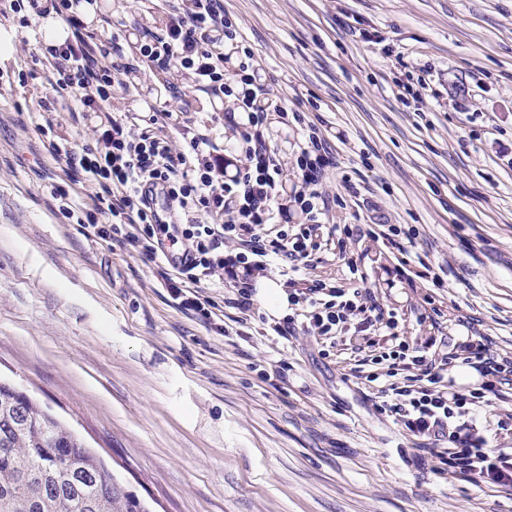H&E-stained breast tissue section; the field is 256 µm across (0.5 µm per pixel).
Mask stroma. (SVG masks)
I'll list each match as a JSON object with an SVG mask.
<instances>
[{"label":"stroma","mask_w":512,"mask_h":512,"mask_svg":"<svg viewBox=\"0 0 512 512\" xmlns=\"http://www.w3.org/2000/svg\"><path fill=\"white\" fill-rule=\"evenodd\" d=\"M288 107L345 141L341 172L372 189L445 285L396 277L382 243L348 244L364 286L411 342L467 323L512 352V0H224ZM375 31L382 44L365 41ZM440 96L404 106L403 63ZM48 86H0V381L25 391L151 512H512V494L410 464L415 441L358 389L346 355L304 330L226 335L170 302L133 250L57 214L50 140L90 123L30 112ZM285 379H278L279 367Z\"/></svg>","instance_id":"1"}]
</instances>
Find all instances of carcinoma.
Masks as SVG:
<instances>
[{
	"label": "carcinoma",
	"mask_w": 512,
	"mask_h": 512,
	"mask_svg": "<svg viewBox=\"0 0 512 512\" xmlns=\"http://www.w3.org/2000/svg\"><path fill=\"white\" fill-rule=\"evenodd\" d=\"M0 512H149L83 441L0 382Z\"/></svg>",
	"instance_id": "cac0c4a2"
}]
</instances>
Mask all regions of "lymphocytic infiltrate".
<instances>
[{"mask_svg": "<svg viewBox=\"0 0 512 512\" xmlns=\"http://www.w3.org/2000/svg\"><path fill=\"white\" fill-rule=\"evenodd\" d=\"M80 2L8 4L20 32H33L35 40L32 68L13 70V81L27 85L38 64L52 73L51 89L31 115L33 130L44 133L46 112L94 119L81 146L64 137L49 143L62 171L53 186L59 213L86 238L131 246L152 263L172 305L218 333L228 307L237 310L239 326L247 325L255 284L279 259L288 275V313L272 325L274 335L285 338L300 327L323 340L347 338L353 372L375 411L408 436L432 442L433 473L512 490V448L490 445L480 414L512 396V352L493 351L473 333L407 343L396 313L368 289L353 287L362 277L356 260L347 259L341 278L300 275L324 233L341 255L351 241L387 243L401 256L398 276L444 285L426 261L411 265L414 230L378 217L329 224L332 211L361 191L349 183L340 194L326 190L338 167L326 137L268 83L224 0H171L161 11L140 6L138 19L117 21L106 44L84 23ZM50 16L66 21L64 42L36 32L38 20ZM149 71L163 79L144 99L139 89ZM202 93L226 103L239 121L200 117ZM120 94L138 100L139 111L114 108ZM274 115L297 136L291 159L269 143ZM167 245L186 250L190 262L172 265ZM214 286L223 288L222 299L208 295ZM459 369L476 371L478 382L456 384L452 373Z\"/></svg>", "mask_w": 512, "mask_h": 512, "instance_id": "1", "label": "lymphocytic infiltrate"}]
</instances>
